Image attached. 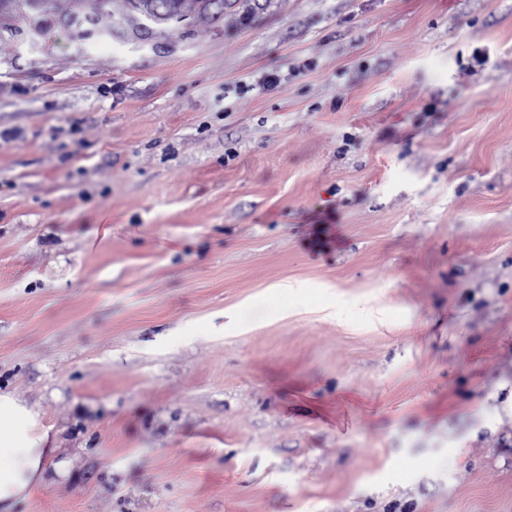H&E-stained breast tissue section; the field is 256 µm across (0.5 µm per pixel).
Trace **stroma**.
I'll return each instance as SVG.
<instances>
[{"instance_id":"stroma-1","label":"stroma","mask_w":512,"mask_h":512,"mask_svg":"<svg viewBox=\"0 0 512 512\" xmlns=\"http://www.w3.org/2000/svg\"><path fill=\"white\" fill-rule=\"evenodd\" d=\"M107 8L0 34L17 512H512V0ZM67 11L80 17L81 21L86 20L93 24L101 32L112 34L115 22L106 8L105 0H72ZM129 19L139 22L142 19L153 23L167 22L169 14L160 12L157 8L152 9L151 0H130ZM40 410L0 391V511L15 512L45 480V460L55 451Z\"/></svg>"}]
</instances>
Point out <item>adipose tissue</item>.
I'll return each mask as SVG.
<instances>
[{"mask_svg": "<svg viewBox=\"0 0 512 512\" xmlns=\"http://www.w3.org/2000/svg\"><path fill=\"white\" fill-rule=\"evenodd\" d=\"M54 450L39 410L0 392V512H14L43 484L45 460Z\"/></svg>", "mask_w": 512, "mask_h": 512, "instance_id": "obj_1", "label": "adipose tissue"}]
</instances>
